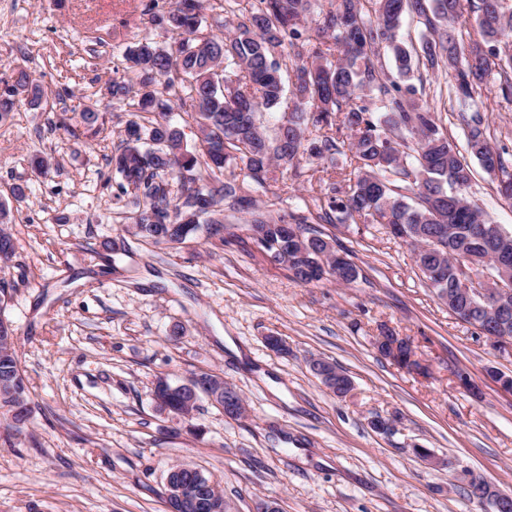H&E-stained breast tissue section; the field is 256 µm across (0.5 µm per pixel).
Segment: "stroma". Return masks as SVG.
I'll return each instance as SVG.
<instances>
[{
	"mask_svg": "<svg viewBox=\"0 0 512 512\" xmlns=\"http://www.w3.org/2000/svg\"><path fill=\"white\" fill-rule=\"evenodd\" d=\"M172 3L0 0V78L26 69L46 96L36 108L19 98L0 123V200L15 243L0 263V317L30 408L22 431L0 422V512H166L165 478L181 463L210 475L230 512L263 499L283 512H491L466 488L480 475L512 493V395L486 375H512V355L437 300L384 225L325 220L328 197L346 188L336 175L316 181L329 160L303 159L264 189L243 180L241 203L219 207L227 241L170 249L126 233L140 199L119 193L112 156L130 115L105 88L123 75L128 46L168 44L149 18ZM481 102L488 139L512 166V101L495 87ZM87 106L104 124L73 136ZM497 183L475 167L467 195L510 231L512 200ZM255 209L306 217L359 267L357 280L294 281L248 237ZM387 331L410 342L416 368L377 350ZM269 336L286 351L268 348ZM312 357L342 367L352 391L327 390ZM202 370L232 384L245 412L230 419L200 398L190 433L151 388ZM377 416L393 430L372 429Z\"/></svg>",
	"mask_w": 512,
	"mask_h": 512,
	"instance_id": "obj_1",
	"label": "stroma"
}]
</instances>
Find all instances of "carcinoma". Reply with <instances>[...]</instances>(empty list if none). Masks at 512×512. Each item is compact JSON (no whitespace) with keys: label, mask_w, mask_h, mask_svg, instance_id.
<instances>
[{"label":"carcinoma","mask_w":512,"mask_h":512,"mask_svg":"<svg viewBox=\"0 0 512 512\" xmlns=\"http://www.w3.org/2000/svg\"><path fill=\"white\" fill-rule=\"evenodd\" d=\"M316 0H258L238 18L230 33L203 30V0H174L169 11L151 22L172 34L173 47L142 40L124 52L129 79L108 83L114 104L128 108L132 119L124 129L122 148L112 163L121 175V192L132 188L144 204L142 216L127 225V232L155 246L176 247L203 234L224 240V221L215 210L198 212L195 199L237 196L238 163L245 176L263 187L279 167L304 156L322 158L351 153L339 175L347 182L342 198L328 207L347 217L370 218L378 224H407L412 236L426 245L437 236L442 246L414 257L420 271H441L442 283L434 287L447 306L469 309L476 302L456 289L451 271L463 258L475 268L486 265L497 242L483 238L485 215L467 196L473 170L457 145L429 108L411 102L416 89L407 83L413 66L446 69L453 77L448 95L475 100L487 89L489 78L499 76L504 99L512 97V8L505 0H478L474 23L466 31L456 28L462 0H372V15L360 0H336V8L323 15L314 37L306 36V23ZM425 27L421 47L400 38L405 15ZM295 60L292 89L284 96L277 49ZM392 54L402 85L385 83L376 61L381 51ZM0 122L6 120L24 94L41 104V89L24 69L1 78ZM377 90L385 111H371L366 91ZM284 108L274 136L266 134L262 114ZM189 109L200 132L190 145L184 132L171 123L177 109ZM466 151L488 172H500L499 192L512 199V174L501 152L485 137L479 110L465 120ZM322 135L307 139L308 128ZM151 147H144L145 142ZM196 176L188 182L182 206L169 212L170 196L164 177ZM408 182L401 188L394 179ZM10 220L0 203V254H14L12 236L3 228ZM283 219L255 216L247 231L267 240L294 279L308 284L317 267L329 264L336 241L309 232L306 219H294L302 239L284 237ZM18 371L16 355L0 345V409L13 402L5 386ZM174 382L156 380L153 396L169 399L175 408L184 400L170 393Z\"/></svg>","instance_id":"1"}]
</instances>
